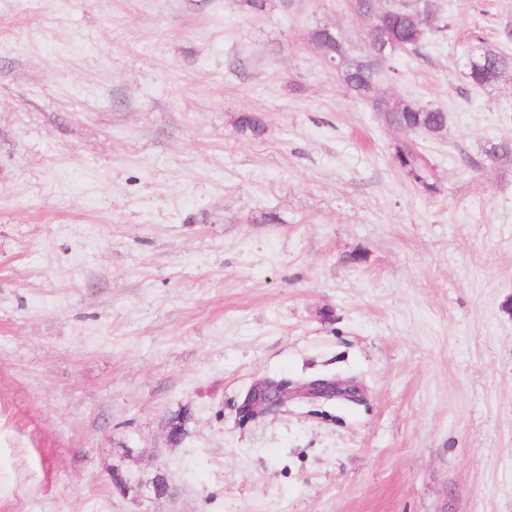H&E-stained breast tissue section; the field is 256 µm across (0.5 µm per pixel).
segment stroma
<instances>
[{"label":"stroma","mask_w":512,"mask_h":512,"mask_svg":"<svg viewBox=\"0 0 512 512\" xmlns=\"http://www.w3.org/2000/svg\"><path fill=\"white\" fill-rule=\"evenodd\" d=\"M405 2L431 194L311 39L366 52L355 0H0V512H512V0ZM468 79L477 87L493 85L500 76L510 67L512 68V54L489 48H476L468 57ZM359 397V385L355 378L323 377L298 381L284 377L254 384L240 406V413L242 417L249 418L275 416L294 403H358Z\"/></svg>","instance_id":"35a3bbf8"}]
</instances>
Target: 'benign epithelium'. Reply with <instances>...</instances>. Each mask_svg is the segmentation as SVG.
I'll use <instances>...</instances> for the list:
<instances>
[{"mask_svg": "<svg viewBox=\"0 0 512 512\" xmlns=\"http://www.w3.org/2000/svg\"><path fill=\"white\" fill-rule=\"evenodd\" d=\"M359 397L358 381L354 378L323 377L298 381L284 377L254 384L240 406V413L249 418L275 416L294 403H357Z\"/></svg>", "mask_w": 512, "mask_h": 512, "instance_id": "1", "label": "benign epithelium"}]
</instances>
